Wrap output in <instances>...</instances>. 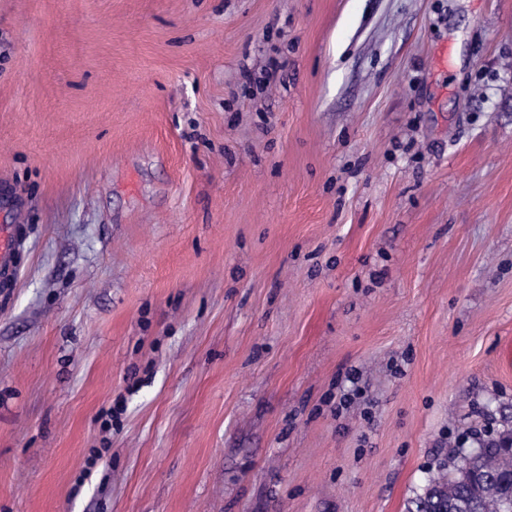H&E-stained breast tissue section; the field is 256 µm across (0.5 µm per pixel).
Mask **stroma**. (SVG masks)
I'll return each instance as SVG.
<instances>
[{"label":"stroma","instance_id":"stroma-1","mask_svg":"<svg viewBox=\"0 0 512 512\" xmlns=\"http://www.w3.org/2000/svg\"><path fill=\"white\" fill-rule=\"evenodd\" d=\"M0 512H407L512 431V0H0ZM23 224H0V284L15 278L14 253L20 244L19 231Z\"/></svg>","mask_w":512,"mask_h":512}]
</instances>
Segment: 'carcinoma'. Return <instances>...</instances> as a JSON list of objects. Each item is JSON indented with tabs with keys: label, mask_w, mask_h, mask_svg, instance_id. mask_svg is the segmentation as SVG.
Wrapping results in <instances>:
<instances>
[{
	"label": "carcinoma",
	"mask_w": 512,
	"mask_h": 512,
	"mask_svg": "<svg viewBox=\"0 0 512 512\" xmlns=\"http://www.w3.org/2000/svg\"><path fill=\"white\" fill-rule=\"evenodd\" d=\"M506 442H512V432L465 457L454 476L431 478L408 512H512V455L503 450Z\"/></svg>",
	"instance_id": "obj_1"
}]
</instances>
